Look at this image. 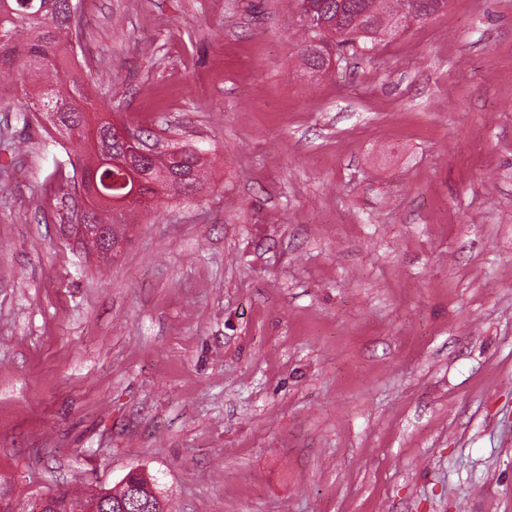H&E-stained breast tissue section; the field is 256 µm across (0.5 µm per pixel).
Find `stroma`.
I'll return each mask as SVG.
<instances>
[{"instance_id": "obj_1", "label": "stroma", "mask_w": 512, "mask_h": 512, "mask_svg": "<svg viewBox=\"0 0 512 512\" xmlns=\"http://www.w3.org/2000/svg\"><path fill=\"white\" fill-rule=\"evenodd\" d=\"M292 0H82L87 109L212 164L78 235L0 94V474L170 512H512V0L300 77ZM153 485L158 489V485L154 483L152 477L147 476L145 473L142 475L130 476L128 481L124 484L122 479L116 486L96 489L90 493H79L72 490H62L60 497L63 499L62 507H69L73 509L78 507L80 509L90 508L94 499L103 494L108 502L104 505L105 512H166L164 499L160 500L151 493L150 486ZM140 494L139 500H132L133 493ZM125 503V508L117 505Z\"/></svg>"}]
</instances>
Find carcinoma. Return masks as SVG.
<instances>
[{
  "label": "carcinoma",
  "mask_w": 512,
  "mask_h": 512,
  "mask_svg": "<svg viewBox=\"0 0 512 512\" xmlns=\"http://www.w3.org/2000/svg\"><path fill=\"white\" fill-rule=\"evenodd\" d=\"M300 23L299 68L310 78L332 63V57L357 48H375L395 30V17L405 26L426 22L448 7V0H293ZM80 0H0V90L21 89L24 112L61 115L57 133L84 141L86 95L79 79L70 75L72 25L70 12ZM180 181L170 179L172 159L156 154L139 162L148 180L161 190L188 196L205 184V159L191 146L178 148ZM154 479L142 474L114 487L90 493L60 492L63 506L88 508L99 495L105 512H166L164 501L151 493Z\"/></svg>",
  "instance_id": "1"
}]
</instances>
